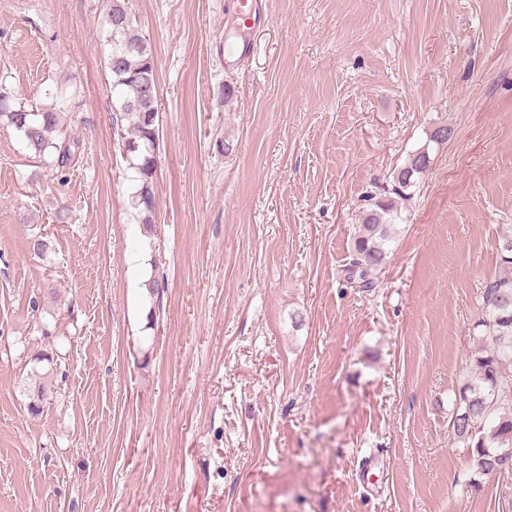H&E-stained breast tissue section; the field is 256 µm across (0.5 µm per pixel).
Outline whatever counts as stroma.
Here are the masks:
<instances>
[{
    "label": "stroma",
    "instance_id": "obj_1",
    "mask_svg": "<svg viewBox=\"0 0 512 512\" xmlns=\"http://www.w3.org/2000/svg\"><path fill=\"white\" fill-rule=\"evenodd\" d=\"M103 6L0 0V87L39 112L65 90L85 144L56 174L0 122V512H512L449 425L512 227V0H268L233 68L231 0H129L161 102L149 226ZM424 145L355 287L361 198Z\"/></svg>",
    "mask_w": 512,
    "mask_h": 512
}]
</instances>
